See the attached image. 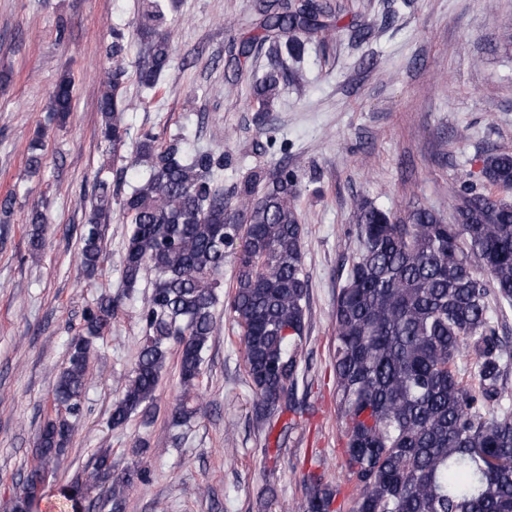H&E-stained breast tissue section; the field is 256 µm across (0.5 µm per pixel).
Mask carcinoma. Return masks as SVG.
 Returning <instances> with one entry per match:
<instances>
[{
  "label": "carcinoma",
  "instance_id": "carcinoma-1",
  "mask_svg": "<svg viewBox=\"0 0 512 512\" xmlns=\"http://www.w3.org/2000/svg\"><path fill=\"white\" fill-rule=\"evenodd\" d=\"M257 12L256 31L242 39L237 57L267 49L269 68L255 83L264 111L288 80L283 54L299 57L304 43L298 35L329 27L335 11L329 0H257ZM137 32L139 83L152 90L171 58L161 0H147ZM125 40L123 30L112 29L100 136L112 155L129 149L147 170L121 199L122 218L131 225L122 286L136 287L147 268L155 280L142 309L144 344L110 423L118 428L135 415L151 417L174 344L180 388L174 419L183 423L196 413L191 402L198 398L224 259L231 254L237 270L230 309L241 330L245 370L264 410L275 411L290 402L299 371L309 288L294 176L286 166L274 178L254 169L227 198L213 179L224 162L212 153L188 152L182 137L159 147L150 133L127 143ZM73 86L66 75L52 92L62 124ZM28 154L35 174L44 156L41 137L30 141ZM482 176L511 191L512 153H487ZM81 201L90 210L79 265L90 277L104 251L100 226L112 213L111 185L96 180ZM353 206L359 251L336 296L333 351L343 466L354 484L351 512H512V344L498 335L499 314L512 308V200L466 186L455 197L452 224L421 205L399 219L365 198ZM29 223L30 247L38 253L47 217L35 208ZM112 315V298H100L69 345L54 395L73 415L80 411L93 340L105 336ZM70 432L64 420L44 421L38 463L22 477L13 512H32L63 463ZM130 483H112L110 453L103 451L75 494L104 487L94 508L121 512ZM338 494L323 475H307L303 512H338Z\"/></svg>",
  "mask_w": 512,
  "mask_h": 512
}]
</instances>
